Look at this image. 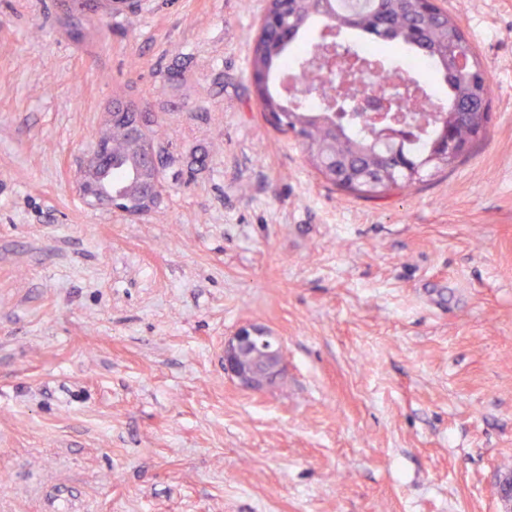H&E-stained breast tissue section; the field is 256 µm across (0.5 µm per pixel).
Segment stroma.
Masks as SVG:
<instances>
[{
  "instance_id": "obj_1",
  "label": "stroma",
  "mask_w": 512,
  "mask_h": 512,
  "mask_svg": "<svg viewBox=\"0 0 512 512\" xmlns=\"http://www.w3.org/2000/svg\"><path fill=\"white\" fill-rule=\"evenodd\" d=\"M493 77L490 137L383 199L268 124L266 0H137L83 43L0 0V512H502L512 474V0H447ZM166 146L124 216L76 174L116 102ZM252 322L288 373L220 369Z\"/></svg>"
}]
</instances>
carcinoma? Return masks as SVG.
<instances>
[{
    "label": "carcinoma",
    "instance_id": "obj_1",
    "mask_svg": "<svg viewBox=\"0 0 512 512\" xmlns=\"http://www.w3.org/2000/svg\"><path fill=\"white\" fill-rule=\"evenodd\" d=\"M324 27L350 31L376 45L412 49L431 62L437 78L448 89V102L438 112L425 111L418 81L389 74L380 61L358 56L366 64L362 75L365 87L397 97L402 120L426 125L416 137L399 131V137L385 146L375 143L370 135L353 132V122L336 119L325 107H291L276 88L266 87L259 98L261 111L277 130L292 134L301 143L311 168L347 193L383 199L393 190L412 189L426 172L452 170L470 157L479 145L475 136L483 126L484 114L492 111V81L452 14L428 10L425 0H372L366 10L346 11L338 8L337 0H288L280 12L278 28L259 32L250 58L252 72L263 73L273 82L292 64L306 92L314 91L324 101L336 98L352 63L342 56L333 73L315 68L318 43L309 44L305 38ZM283 29L288 30L289 38L282 36ZM459 56L468 59V69L457 68ZM449 128L459 143L467 145L466 152L430 160L442 131ZM419 137L424 144L417 148L414 141ZM101 138L112 146V194L126 203L148 188L154 177V169L145 161L147 139L133 131L130 119L106 127Z\"/></svg>",
    "mask_w": 512,
    "mask_h": 512
}]
</instances>
